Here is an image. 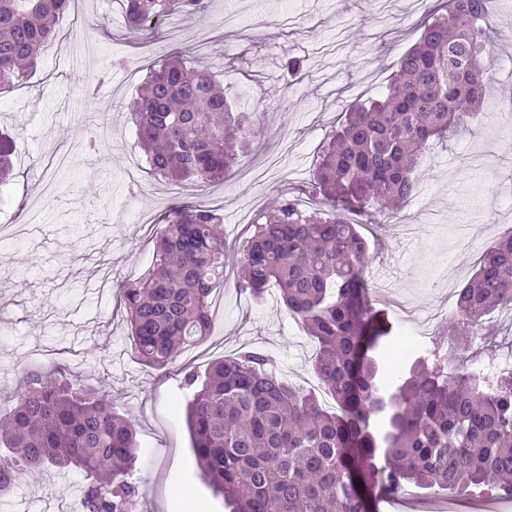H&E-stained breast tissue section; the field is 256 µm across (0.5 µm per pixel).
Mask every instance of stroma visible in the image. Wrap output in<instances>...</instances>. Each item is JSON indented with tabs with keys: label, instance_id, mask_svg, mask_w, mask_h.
Masks as SVG:
<instances>
[{
	"label": "stroma",
	"instance_id": "stroma-1",
	"mask_svg": "<svg viewBox=\"0 0 512 512\" xmlns=\"http://www.w3.org/2000/svg\"><path fill=\"white\" fill-rule=\"evenodd\" d=\"M444 0H210L178 27H129L118 0H72L22 86L0 93V126L18 138L16 176L0 192V226L40 198L27 234L0 241V418H7L28 369L77 376L107 395L134 426L140 443L138 512H228L200 478L184 419L189 393L183 375L213 359L258 349L289 382L315 386L313 341L285 310L276 288L261 298L233 286L240 268L224 270V304L207 338L166 369L135 356L121 288L148 270L157 222L178 203L202 204L224 218V241L235 254L251 235L243 212L273 210L291 198L319 207L312 189L318 152L343 121L348 86L361 97L380 93L424 22L443 14ZM494 55L481 112L466 132L432 144L418 171L422 185L408 206L383 215L366 209L359 231L369 245V289L386 281L409 302L414 322L375 305L384 345L415 353H447L454 365L489 376L487 355L512 360V316L492 313L475 343L452 348L446 332L454 312L436 283L457 291L482 253L512 234V122L493 105L512 101V0H491ZM207 41L199 62L224 75V91L241 111L266 105L265 129L243 163L224 180L171 185L146 171L129 108L150 70L184 54L181 33ZM300 57L305 69L282 81L281 66ZM123 68L108 87L111 113L84 88L108 69ZM108 137L95 152L86 141L99 124ZM82 478L55 470L24 475L11 512H82Z\"/></svg>",
	"mask_w": 512,
	"mask_h": 512
}]
</instances>
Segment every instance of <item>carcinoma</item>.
Here are the masks:
<instances>
[{
	"label": "carcinoma",
	"mask_w": 512,
	"mask_h": 512,
	"mask_svg": "<svg viewBox=\"0 0 512 512\" xmlns=\"http://www.w3.org/2000/svg\"><path fill=\"white\" fill-rule=\"evenodd\" d=\"M71 0H0V90L19 87L56 37ZM133 26L204 11L208 0H120ZM486 0H448L424 25L378 97L348 105L321 147L315 184L329 210L285 198L261 213L239 252L234 287L253 298L274 284L315 342L314 372L334 401L282 380L272 359L245 350L189 371L186 426L201 477L231 512H373L409 486L450 493L484 487L512 497V373L485 383L437 354L381 388L383 330L367 307V245L357 229L371 204L395 213L418 191L426 148L467 125L486 90L491 35ZM131 119L149 173L173 183L224 179L263 130L257 112H231L210 68L174 56L143 82ZM15 137L0 132V189L15 178ZM223 218L176 205L156 236L152 272L121 289L134 352L164 368L211 328L224 281ZM512 304V235L485 251L456 299L449 335L479 331ZM0 495L51 465L80 473L82 512H135L138 440L108 398L40 369L0 420Z\"/></svg>",
	"instance_id": "cac0c4a2"
}]
</instances>
